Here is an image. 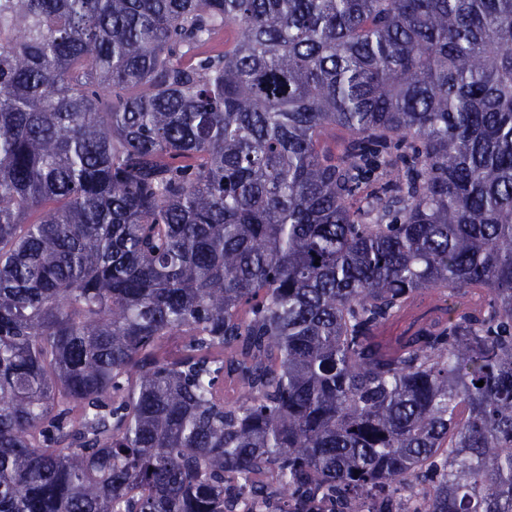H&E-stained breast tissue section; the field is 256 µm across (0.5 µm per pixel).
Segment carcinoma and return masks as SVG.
<instances>
[{"mask_svg":"<svg viewBox=\"0 0 512 512\" xmlns=\"http://www.w3.org/2000/svg\"><path fill=\"white\" fill-rule=\"evenodd\" d=\"M413 488L512 512V0H0V512Z\"/></svg>","mask_w":512,"mask_h":512,"instance_id":"obj_1","label":"carcinoma"}]
</instances>
